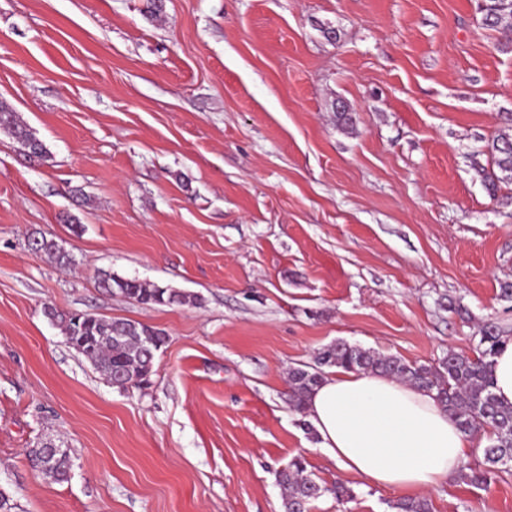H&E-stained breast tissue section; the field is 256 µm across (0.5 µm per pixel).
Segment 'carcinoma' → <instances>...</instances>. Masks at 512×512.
Masks as SVG:
<instances>
[{
    "label": "carcinoma",
    "instance_id": "carcinoma-1",
    "mask_svg": "<svg viewBox=\"0 0 512 512\" xmlns=\"http://www.w3.org/2000/svg\"><path fill=\"white\" fill-rule=\"evenodd\" d=\"M479 10L484 25L512 39V0H482ZM0 130L15 137L34 154L43 152V146L17 112L0 102ZM495 166L512 180V138L494 137L490 144ZM490 181L502 179L495 172L486 174ZM31 246L49 255L57 264L67 266L72 256L54 239L35 237ZM99 286L108 292L117 291L144 305H194L198 296L158 285L148 286L137 280L122 279L105 274ZM49 319L62 325L68 342H80L76 351L91 359L97 370L113 385L123 388L135 380L148 382L153 373L155 352L166 343L163 332L148 325L125 320H104L84 315L80 323L73 322L71 313L53 308L46 311ZM503 342V336L494 325L484 329L480 339L482 349L475 357L448 351L438 366L416 365L398 357L381 356L373 351L338 340L317 352L311 365L293 368L289 374L288 399L294 409L305 415L308 395L318 386L327 368L363 373H379L408 382L435 393V399L453 418L459 428L478 436L489 434L490 444L483 448V463L473 467L466 463L458 471L459 478L474 486L491 482L499 472L512 467V406L500 403L493 393L492 357ZM36 467L57 481L68 479L70 454L66 448L40 446L29 451ZM303 457L296 456L277 472L282 490L284 512H307L311 502L331 494L337 503L352 498L351 490L342 484L327 487L306 474ZM395 512H432L425 499H400L390 505Z\"/></svg>",
    "mask_w": 512,
    "mask_h": 512
}]
</instances>
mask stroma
<instances>
[{"instance_id": "stroma-1", "label": "stroma", "mask_w": 512, "mask_h": 512, "mask_svg": "<svg viewBox=\"0 0 512 512\" xmlns=\"http://www.w3.org/2000/svg\"><path fill=\"white\" fill-rule=\"evenodd\" d=\"M479 0H0V491L16 512H283L303 456L344 484L311 512L398 493L328 459L288 371L344 340L435 366L512 338V42ZM350 121L338 123V102ZM55 239L73 263L35 251ZM198 294L144 305L101 273ZM165 333L148 386H112L45 306ZM71 451L68 481L30 448ZM512 512V471L425 491ZM0 130L11 134L32 153L42 154L43 146L40 141L27 129L18 113L4 102H0ZM491 154L495 166L502 172L507 173L504 177H499L493 170L486 174V179L491 182L501 180H512V138L506 135L494 137L490 144Z\"/></svg>"}]
</instances>
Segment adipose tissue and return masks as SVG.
Returning a JSON list of instances; mask_svg holds the SVG:
<instances>
[{"instance_id": "obj_1", "label": "adipose tissue", "mask_w": 512, "mask_h": 512, "mask_svg": "<svg viewBox=\"0 0 512 512\" xmlns=\"http://www.w3.org/2000/svg\"><path fill=\"white\" fill-rule=\"evenodd\" d=\"M306 412L329 459L406 495L456 474L471 446L433 394L382 374L333 370L310 394Z\"/></svg>"}]
</instances>
